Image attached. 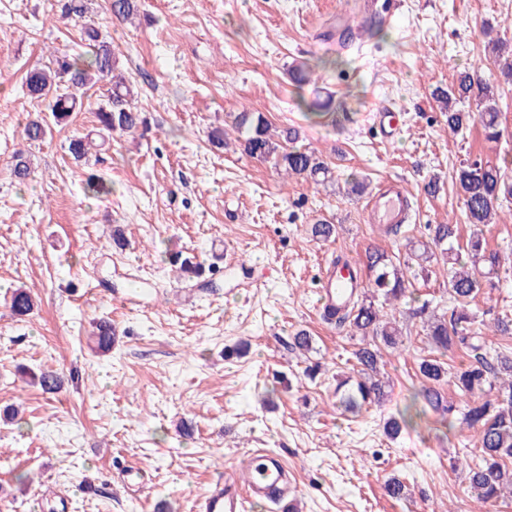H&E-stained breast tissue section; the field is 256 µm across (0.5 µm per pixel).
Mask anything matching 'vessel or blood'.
<instances>
[{
	"label": "vessel or blood",
	"instance_id": "obj_1",
	"mask_svg": "<svg viewBox=\"0 0 512 512\" xmlns=\"http://www.w3.org/2000/svg\"><path fill=\"white\" fill-rule=\"evenodd\" d=\"M408 205L402 192L383 187L372 198L370 222L393 224L406 219ZM361 285L351 266L339 263L327 269L318 291L319 308L345 309ZM288 467L274 453L258 448L249 452L223 480L209 488L198 504L199 512H245L249 502H277L295 495Z\"/></svg>",
	"mask_w": 512,
	"mask_h": 512
}]
</instances>
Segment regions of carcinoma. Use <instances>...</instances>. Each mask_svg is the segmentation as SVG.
Masks as SVG:
<instances>
[{
  "mask_svg": "<svg viewBox=\"0 0 512 512\" xmlns=\"http://www.w3.org/2000/svg\"><path fill=\"white\" fill-rule=\"evenodd\" d=\"M137 9L136 0H111L112 15L118 20L129 18ZM492 52L501 59L500 75L512 78V60L503 57L507 45L491 41ZM83 50L73 54L55 56L47 68H33L27 72L25 85L33 99L48 102L53 122L59 124L82 106L78 92L93 87L101 80H108L110 88L104 102L95 112L100 130L107 133L119 131L133 133L145 124V117L129 104L132 85L116 74L117 59L110 43L98 28L89 24L82 33ZM448 110V129L459 133L471 121H479L486 139L496 141L501 136L500 111L494 87L477 73L464 71L457 78V89L442 93ZM477 98L478 112L473 114L457 108L467 98ZM237 131L242 135L243 150L252 157L271 162L291 176L304 180L328 178L325 163L313 152L293 146L298 133L288 129L282 140L269 135L266 118L258 113L240 112L234 117ZM25 137L30 142L41 141L51 133L50 121L42 116L27 121ZM92 146L89 138H74L69 152L80 161ZM456 186L464 201L467 221L471 224H491L499 215L502 203L512 199V180L501 168L489 162L473 161L456 171ZM85 194L98 197L111 192L95 176L86 179ZM457 228L453 224H437L431 228L430 240L423 243V253L436 248L440 256L451 264L448 269V294L457 303L451 314L429 315L424 323L425 339L432 352L444 354L461 346L466 348L468 361L450 372L437 358H422L418 362L420 375L428 382L420 396L425 407L444 414L453 412L439 386L452 385L465 398L461 424L476 433L475 456L478 462L468 466L465 479L470 492L480 504L495 502L512 494V468L506 460L512 458V351L488 352L484 342L470 335V326L476 314L469 302L482 288L495 284L488 275L512 272L500 253L487 247L482 234L475 232L465 245L454 247ZM367 268L370 287L374 295L357 297L349 308L334 313L336 325L349 328L351 335H361L362 344L352 352L358 379L342 380L336 386L340 407L354 412L367 405H380L386 398L385 384L377 378L382 349L395 348L400 343V332L383 308L375 302L379 294L386 302L399 301L406 296L409 279L394 265L389 256L379 250L368 254ZM34 300L29 292L18 289L11 297L10 308L18 318L30 314ZM496 336H512V319L496 316L488 323ZM98 348L107 352L116 340L112 323L95 324ZM30 382L46 392L62 388L63 377L55 371L41 370L30 376ZM420 416L416 404L407 406L401 419L385 423L387 435L393 436L402 426L414 427V418Z\"/></svg>",
  "mask_w": 512,
  "mask_h": 512,
  "instance_id": "1",
  "label": "carcinoma"
}]
</instances>
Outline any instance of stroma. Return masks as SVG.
Wrapping results in <instances>:
<instances>
[{
	"label": "stroma",
	"mask_w": 512,
	"mask_h": 512,
	"mask_svg": "<svg viewBox=\"0 0 512 512\" xmlns=\"http://www.w3.org/2000/svg\"><path fill=\"white\" fill-rule=\"evenodd\" d=\"M137 3L119 23L109 0L69 19L64 0H0V411L16 409L27 425L0 420V512H195L256 448L292 469L295 512H512V497L481 506L468 489L474 433L447 429L430 410L398 437L384 431L423 385L420 307L455 306L446 264L412 277L393 307L403 342L383 352V405L337 409L338 376L358 341L316 309L324 266L343 257L365 269L374 248L404 261L431 225H456L461 244L482 231L512 258V201L478 228L454 185L467 160L512 177V84L497 87L495 142L476 122L451 133L434 96L474 67L497 79L488 42L512 45V0H400L395 16L377 12L352 39L343 33L363 19L356 0ZM87 23L112 42L146 124L78 164L68 142L95 132L107 82L32 143L25 119L48 108L23 78L53 53L77 51ZM301 64L313 75L299 86L288 70ZM383 106L402 124L392 141L373 125ZM243 111L262 113L272 131L297 130L298 147L316 152L331 179H298L246 154L232 126ZM216 129L226 146L212 144ZM19 150L31 165L24 185L13 176ZM91 175L111 193L86 197ZM354 177L365 192L349 193ZM387 183L411 215L394 235L364 212ZM319 222L335 236L313 238ZM175 252L218 270L205 284L186 280L168 262ZM18 289L35 302L22 319L10 309ZM99 320L118 331L107 354L94 347ZM301 330L313 338L305 356L290 346ZM30 368L62 374L61 391L30 383ZM130 469L143 491L124 488ZM393 477L405 498L386 496Z\"/></svg>",
	"instance_id": "obj_1"
}]
</instances>
